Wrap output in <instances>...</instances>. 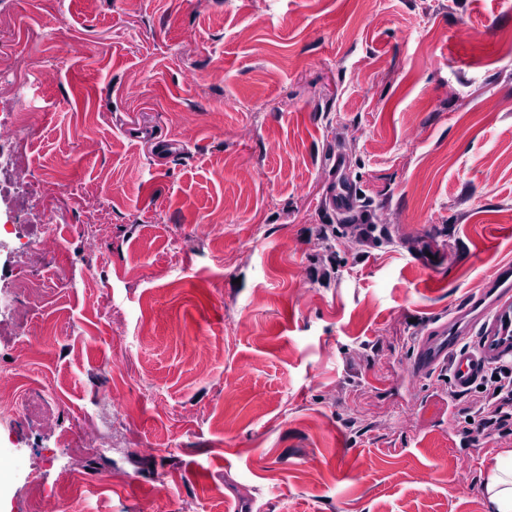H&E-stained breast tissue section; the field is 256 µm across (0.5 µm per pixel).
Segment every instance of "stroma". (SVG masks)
Returning a JSON list of instances; mask_svg holds the SVG:
<instances>
[{
    "mask_svg": "<svg viewBox=\"0 0 512 512\" xmlns=\"http://www.w3.org/2000/svg\"><path fill=\"white\" fill-rule=\"evenodd\" d=\"M0 11L39 71L27 177L62 217L47 302L0 330V369L58 403L0 417V512L35 485L51 512H487L512 434L409 364L512 261V0ZM338 176L359 212L330 208ZM22 222L0 199V284ZM65 429L112 433L80 493Z\"/></svg>",
    "mask_w": 512,
    "mask_h": 512,
    "instance_id": "1",
    "label": "stroma"
}]
</instances>
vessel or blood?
<instances>
[{"label":"vessel or blood","mask_w":512,"mask_h":512,"mask_svg":"<svg viewBox=\"0 0 512 512\" xmlns=\"http://www.w3.org/2000/svg\"><path fill=\"white\" fill-rule=\"evenodd\" d=\"M340 212L351 214L359 207L355 191L337 184L331 195ZM476 327L471 344H461L462 329ZM512 359V265L503 264L496 274L469 297L456 316L432 328L420 339L413 359V375L447 370L453 391L469 392L493 365Z\"/></svg>","instance_id":"vessel-or-blood-1"}]
</instances>
